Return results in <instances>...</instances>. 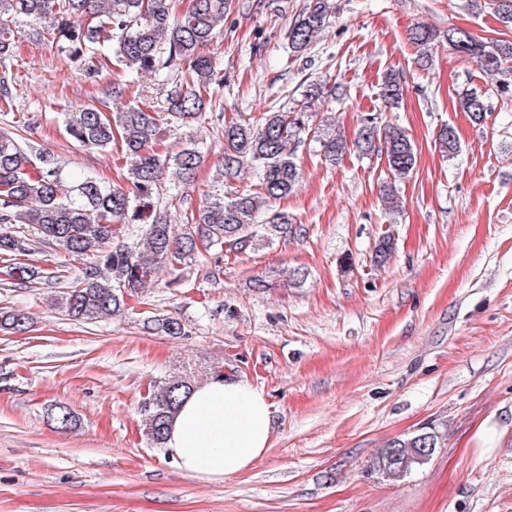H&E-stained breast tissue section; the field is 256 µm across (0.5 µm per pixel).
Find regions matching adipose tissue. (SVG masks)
<instances>
[{
	"instance_id": "adipose-tissue-1",
	"label": "adipose tissue",
	"mask_w": 512,
	"mask_h": 512,
	"mask_svg": "<svg viewBox=\"0 0 512 512\" xmlns=\"http://www.w3.org/2000/svg\"><path fill=\"white\" fill-rule=\"evenodd\" d=\"M271 436L265 393L244 379L213 378L186 398L166 447L183 472L221 482L260 459Z\"/></svg>"
}]
</instances>
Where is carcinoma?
<instances>
[{"label": "carcinoma", "instance_id": "cac0c4a2", "mask_svg": "<svg viewBox=\"0 0 512 512\" xmlns=\"http://www.w3.org/2000/svg\"><path fill=\"white\" fill-rule=\"evenodd\" d=\"M230 6L231 0H190L178 13L176 0H0V63L13 56L16 45L18 31L10 22L22 20L28 23L29 40L56 50L88 75L113 61L129 72L163 77L168 109L189 125L201 117L207 90L224 85L223 68L208 49L224 33ZM333 11L330 0H305L288 27L294 54L310 49ZM409 41L423 66L432 60L436 46L448 44L491 77L492 96L512 102V40L478 41L463 28L441 32L418 25ZM326 94V85L311 82L289 110L257 118L239 113L224 122V159L213 180L219 192L208 196L179 228L171 221L177 205L160 196L161 180L170 169L185 180L194 177L201 155L192 142L174 154L158 153L166 130L146 103H125L111 111L88 107L65 120L68 135L84 147L105 151L120 143L127 163L125 188L81 172L65 176L55 156L24 138L19 129H1L0 263L19 284L35 276V269L14 261L30 249L11 231L16 224H31L41 242L88 259L72 281L61 269L47 273L48 282L64 288L61 307L68 317L96 322L123 315L128 299L156 282L161 272H181L193 263L201 241L218 254H245L277 239L300 236L304 226L291 223L288 213L276 210L275 204L296 190L297 155L307 142L333 165L352 149L362 155L383 154L388 172L384 199L390 211H399L397 184L416 168L415 143L403 128L383 124L373 114L363 116L354 140H348L334 119L312 110ZM404 94L399 74L386 72L379 87L384 105L398 107ZM460 106L480 124L489 112L488 95L466 92ZM435 146L442 155L455 156L460 151L456 129L441 127ZM246 171L255 174L257 183L224 193V181ZM129 225L136 226L132 243L119 240ZM394 249V239L382 236L373 264L384 265ZM147 322L167 336L185 335L182 320L175 316H153ZM28 324L22 310H0V330L23 332ZM193 388L188 374L154 383L143 413L146 436L154 447H164L170 422ZM50 418L61 431L75 425L64 404L55 405ZM439 444L434 431L396 438L377 450L371 468L389 479L402 478Z\"/></svg>", "mask_w": 512, "mask_h": 512}]
</instances>
